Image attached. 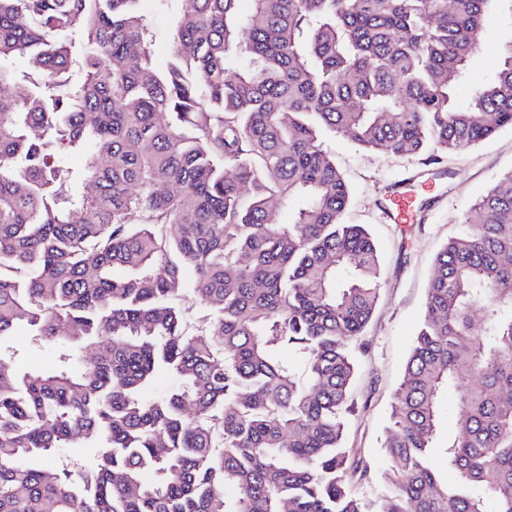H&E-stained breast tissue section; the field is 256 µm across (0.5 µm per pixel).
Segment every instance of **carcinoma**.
<instances>
[{
	"mask_svg": "<svg viewBox=\"0 0 512 512\" xmlns=\"http://www.w3.org/2000/svg\"><path fill=\"white\" fill-rule=\"evenodd\" d=\"M239 2L0 0V512H512V171L436 255L372 471L344 434L381 259L323 148L512 127V41L456 99L499 0ZM456 414H457V406L454 394L452 392H448V394L444 397L441 403L440 409V419H441V437L438 441V448H433L431 453L432 463L436 467H440L441 459H442V451L446 437L454 436L457 432L456 428Z\"/></svg>",
	"mask_w": 512,
	"mask_h": 512,
	"instance_id": "cac0c4a2",
	"label": "carcinoma"
}]
</instances>
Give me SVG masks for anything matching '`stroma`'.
Wrapping results in <instances>:
<instances>
[{"instance_id":"1","label":"stroma","mask_w":512,"mask_h":512,"mask_svg":"<svg viewBox=\"0 0 512 512\" xmlns=\"http://www.w3.org/2000/svg\"><path fill=\"white\" fill-rule=\"evenodd\" d=\"M511 40L512 13L504 10L492 16L478 35L479 52L470 77L489 76ZM324 147L351 188L342 223L365 225L383 258V288L362 337L368 351L360 359L353 386L357 409L345 431L346 446L358 449L376 468L393 394L422 320L435 256L448 238L476 221L472 204L496 179L512 171V128L502 129L466 153L441 155L436 164L422 155L369 153L340 136L326 138ZM395 183L408 185L416 202L425 206L413 222H390L380 205L386 186Z\"/></svg>"}]
</instances>
